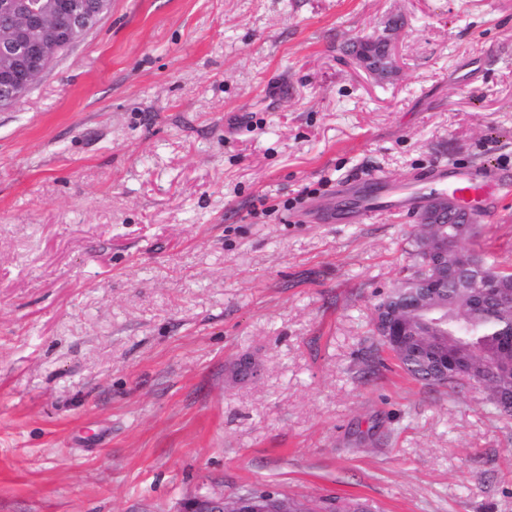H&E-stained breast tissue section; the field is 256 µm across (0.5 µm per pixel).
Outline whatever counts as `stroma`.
<instances>
[{"label":"stroma","instance_id":"obj_1","mask_svg":"<svg viewBox=\"0 0 512 512\" xmlns=\"http://www.w3.org/2000/svg\"><path fill=\"white\" fill-rule=\"evenodd\" d=\"M437 164L512 171V0H111L0 109V512H512V417L373 367L418 217L339 215ZM469 245L512 265V191ZM265 506L266 501H281L288 499V511L270 512H372L371 506L365 502L341 496H325L315 501L305 502L295 498L287 497L274 489H252L249 491ZM274 496V498H272ZM235 500L226 503V497L220 496H202L187 502L184 505L183 512H228L225 509L231 508Z\"/></svg>","mask_w":512,"mask_h":512}]
</instances>
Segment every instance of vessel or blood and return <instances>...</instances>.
I'll return each mask as SVG.
<instances>
[{
	"label": "vessel or blood",
	"mask_w": 512,
	"mask_h": 512,
	"mask_svg": "<svg viewBox=\"0 0 512 512\" xmlns=\"http://www.w3.org/2000/svg\"><path fill=\"white\" fill-rule=\"evenodd\" d=\"M429 187L434 192H452L456 202L464 207H472L480 201L492 200L501 191L502 185L493 178L486 168H466L454 171L447 166L434 167L428 177ZM361 208L366 212L394 210L413 214L426 205V194L410 191L402 186H386L383 179L371 178L360 189Z\"/></svg>",
	"instance_id": "b4317fda"
}]
</instances>
